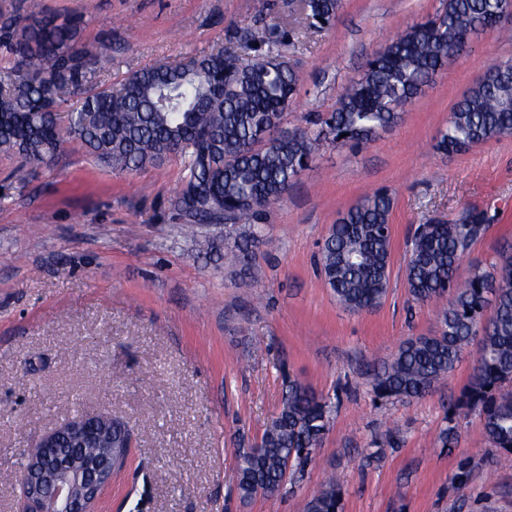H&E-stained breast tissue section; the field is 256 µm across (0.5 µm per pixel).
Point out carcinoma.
<instances>
[{
  "mask_svg": "<svg viewBox=\"0 0 512 512\" xmlns=\"http://www.w3.org/2000/svg\"><path fill=\"white\" fill-rule=\"evenodd\" d=\"M309 20L328 25L341 0H301ZM512 13V0H445L425 23L408 27L369 61L327 116L311 114L306 127L281 129L294 101L298 75L282 50L288 32L276 24L246 32L249 60L222 49L156 64L131 73L120 87L89 85L105 61L103 44L81 41L73 15L35 14L0 26V44L12 55L14 77L0 82V153L21 167L51 168L74 141L113 171L133 173L173 157L184 167L172 200L192 233L202 224L235 231L234 248L248 263L263 211L313 168L326 144H363L397 119L411 100L480 28ZM71 106L66 126L57 110ZM512 134V63L488 70L455 105L436 148L456 154ZM385 190L366 194L332 225L320 249V272L337 301L360 313L386 294L391 261ZM485 213L460 222L419 225L409 244L406 284L412 300L450 298L436 336H411L378 368L373 391L383 400L428 393L477 345L472 373L451 411H474L489 443L512 453V252L500 263L457 278L460 262L486 231ZM330 409L298 380H288L281 409L255 446L239 452L236 487L248 500L278 488L283 471L303 468L329 430ZM336 480L329 479L305 512H339Z\"/></svg>",
  "mask_w": 512,
  "mask_h": 512,
  "instance_id": "cac0c4a2",
  "label": "carcinoma"
}]
</instances>
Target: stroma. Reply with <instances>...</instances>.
Listing matches in <instances>:
<instances>
[{
  "mask_svg": "<svg viewBox=\"0 0 512 512\" xmlns=\"http://www.w3.org/2000/svg\"><path fill=\"white\" fill-rule=\"evenodd\" d=\"M444 0H342L332 26H312L299 0H0L24 12L81 14L82 39L111 45L97 85L218 49L249 56L256 23L290 29L299 82L283 123L333 111L373 54ZM512 61V14L480 31L396 123L360 147L330 145L262 221L250 287L225 229L184 236L169 202L173 158L113 172L69 143L55 167L20 177L0 154V512H17L27 448L79 413H106L135 436L126 469L96 512H304L336 475L342 512H512V455L491 447L474 413H452L471 356L427 395L376 397L373 373L410 336L440 328L447 299L413 302L405 281L414 229L487 212L490 226L458 275L498 263L512 243V136L463 154L435 148L454 103L493 65ZM394 203L392 258L380 304L352 313L318 271V250L367 191ZM330 399V428L279 491L241 500L239 449L259 442L289 378ZM456 440L444 447L442 434Z\"/></svg>",
  "mask_w": 512,
  "mask_h": 512,
  "instance_id": "stroma-1",
  "label": "stroma"
}]
</instances>
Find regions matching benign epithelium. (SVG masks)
<instances>
[{"mask_svg": "<svg viewBox=\"0 0 512 512\" xmlns=\"http://www.w3.org/2000/svg\"><path fill=\"white\" fill-rule=\"evenodd\" d=\"M112 420L102 414H79L42 435L37 446L44 450L38 457H29L20 465L19 512H92V506L112 485L117 468L128 461L134 439L124 425L125 435L120 447L102 449L93 459H71L51 464L49 453L63 441L78 448L95 436L96 424Z\"/></svg>", "mask_w": 512, "mask_h": 512, "instance_id": "benign-epithelium-1", "label": "benign epithelium"}]
</instances>
